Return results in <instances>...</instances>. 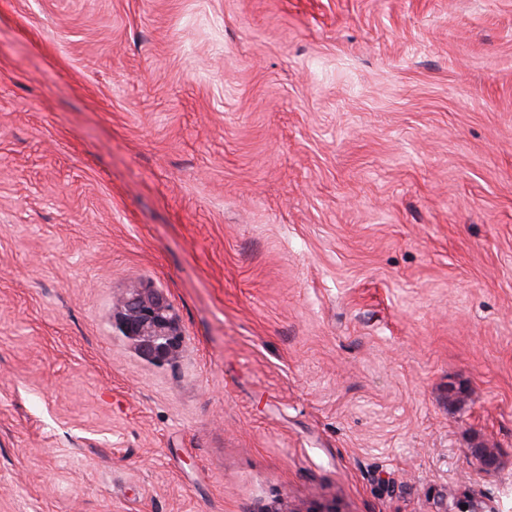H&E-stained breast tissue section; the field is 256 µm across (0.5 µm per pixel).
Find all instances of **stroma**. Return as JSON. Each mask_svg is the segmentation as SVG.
<instances>
[{
	"label": "stroma",
	"instance_id": "obj_1",
	"mask_svg": "<svg viewBox=\"0 0 512 512\" xmlns=\"http://www.w3.org/2000/svg\"><path fill=\"white\" fill-rule=\"evenodd\" d=\"M319 504L512 512V0H0V512ZM116 327L138 352L160 364L177 353L182 342L179 319L168 299L155 290H133L116 299Z\"/></svg>",
	"mask_w": 512,
	"mask_h": 512
}]
</instances>
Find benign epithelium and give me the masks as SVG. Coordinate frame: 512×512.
Listing matches in <instances>:
<instances>
[{"label": "benign epithelium", "instance_id": "obj_1", "mask_svg": "<svg viewBox=\"0 0 512 512\" xmlns=\"http://www.w3.org/2000/svg\"><path fill=\"white\" fill-rule=\"evenodd\" d=\"M116 327L138 352L160 364L177 353L182 342L179 319L168 299L155 290H133L116 299Z\"/></svg>", "mask_w": 512, "mask_h": 512}]
</instances>
